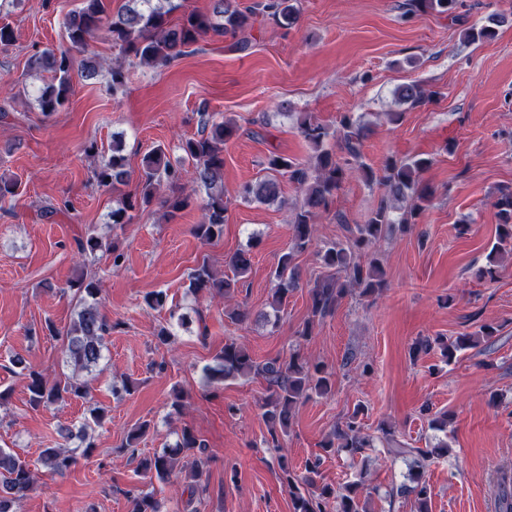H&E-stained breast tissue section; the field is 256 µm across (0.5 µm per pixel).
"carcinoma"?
I'll return each instance as SVG.
<instances>
[{"mask_svg": "<svg viewBox=\"0 0 512 512\" xmlns=\"http://www.w3.org/2000/svg\"><path fill=\"white\" fill-rule=\"evenodd\" d=\"M459 0H415L413 7L423 12L456 16ZM267 9L280 24L292 26L299 15L297 0H271ZM176 6L172 0H129L117 15L108 13L104 0H82V6L69 13L63 22L69 47L66 49L36 48L29 58L32 70L50 75L49 81L38 87L35 106L49 117L63 109L71 95V76L75 69V54L90 52L91 43L99 34L112 41L120 53L133 57L145 66H167L189 53V49L211 36L231 34L238 37L236 46L245 51L251 46L247 33L256 22L254 13L242 10L236 0H213L212 12H189L177 20L171 19ZM505 17L493 13L484 22L463 29V39L468 42L488 41L496 36V27ZM396 98L412 105L422 103L426 94L419 84H404L396 90ZM198 137L182 142L181 161L174 165L165 151L157 147L147 153L141 162V171L133 191L125 194L112 208V225L132 222L133 211L146 208L154 202L169 208L173 214L189 206L193 195L204 192L200 198L201 221L193 232L204 242L219 240L224 236L228 203L224 201V144L236 135L238 126L231 119L216 113H199ZM298 130L314 151V160L301 162L281 155L267 159L266 174L253 183L245 184L240 194L245 199L271 204L281 201V179L285 178L301 193L300 204L295 206L289 220L291 246L283 253L272 272L275 281L268 299L269 310L258 313L257 318L270 323L278 322L280 313L290 295L300 288L299 254L316 245L315 217L328 209L343 183L353 174L366 182L383 187L384 195L362 224H347L340 220L345 231V242L317 251L322 265L329 274L317 279L308 289V318L299 335H312L316 325L330 315L350 293L357 290L362 296H372L385 288V273L378 261L369 253L377 241L385 237L394 224H410L432 202V192L422 184L421 174L432 164L427 157L407 160L386 158L384 165L375 170L362 162L361 148L365 127L350 114L340 120L337 139L341 155L327 147L329 129L310 114L298 122ZM112 154L92 173L97 186L108 190L127 185L131 174L123 155V143L112 140ZM20 184L13 178L0 176V204H15ZM499 209L498 240L488 254L489 267L481 275L494 276L495 267L503 255L512 259V188H502L495 203ZM77 253L92 256L104 249L112 255V265L121 266L125 256L115 241L90 235L76 241ZM233 275H217L208 258H203L187 274L188 290L194 294L232 298L244 285V278L251 266L246 251H239L228 261ZM76 299L75 314L64 330L46 324L49 333L62 337L63 363L71 369L68 380L49 382L44 375L24 358L14 356L11 365L28 379L29 404L33 408L49 406L67 397L87 398L89 387L83 374H90L105 359L106 336L112 331L99 304L100 285L96 277L80 272L71 282ZM185 316L177 308H169V322L156 332L160 343L171 336L173 323L184 322ZM473 337L463 335L450 341L444 336L421 337L411 347L412 355L439 350L450 362L460 350L472 345ZM206 382L213 383L238 378H260L265 383V393L259 408L268 427L267 443L280 447V439L288 435L295 409L312 395L325 397L332 394L335 381L325 367L313 363L300 352L288 359L274 358L256 361L250 351L236 342L224 344L215 356L214 364L204 368ZM357 408L345 427L336 428L322 443L324 453L345 451L354 456L371 447L369 437L360 431ZM105 409L98 408L91 420L84 421L78 429L62 427L58 434L66 441L78 440L74 448H45L41 461L49 471L62 474L76 462L77 454H88L94 448L91 432L101 425ZM387 451L393 458L411 457L416 469L409 475V483L391 491V497H413L417 512H429L430 488L426 479L428 462L448 453V442L441 441L431 448H411L395 438L394 433L383 429ZM322 456L308 459L298 472L281 459L278 461L280 480L291 497L292 512H369L364 483H351L339 489L318 485ZM209 456L203 440L190 429L184 428L173 447L159 448L143 457L139 473L148 480L166 481L173 475L185 473L190 479V495L204 493L207 489ZM497 484L499 512H512V474L500 473ZM37 487V479L28 465L8 448H0V512H15L16 503ZM130 512H160V504L150 493L140 492L130 497Z\"/></svg>", "mask_w": 512, "mask_h": 512, "instance_id": "cac0c4a2", "label": "carcinoma"}]
</instances>
